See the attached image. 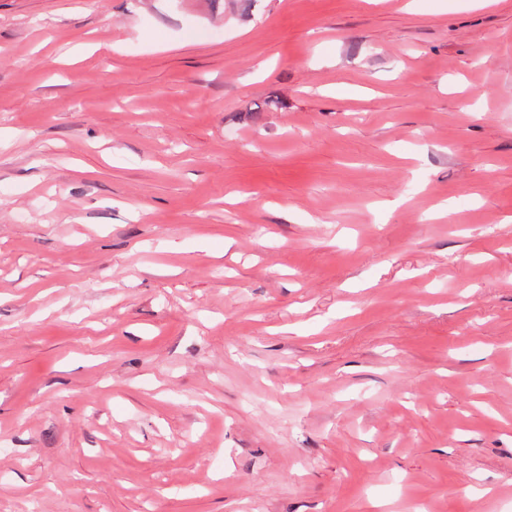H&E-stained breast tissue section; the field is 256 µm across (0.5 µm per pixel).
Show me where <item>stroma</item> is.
Instances as JSON below:
<instances>
[{
  "instance_id": "35a3bbf8",
  "label": "stroma",
  "mask_w": 512,
  "mask_h": 512,
  "mask_svg": "<svg viewBox=\"0 0 512 512\" xmlns=\"http://www.w3.org/2000/svg\"><path fill=\"white\" fill-rule=\"evenodd\" d=\"M512 0H0V512H512Z\"/></svg>"
}]
</instances>
